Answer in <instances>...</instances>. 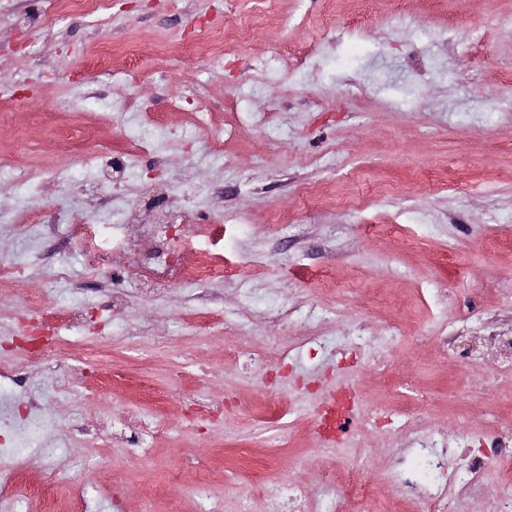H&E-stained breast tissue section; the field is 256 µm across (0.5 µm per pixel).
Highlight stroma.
<instances>
[{"instance_id":"obj_1","label":"stroma","mask_w":512,"mask_h":512,"mask_svg":"<svg viewBox=\"0 0 512 512\" xmlns=\"http://www.w3.org/2000/svg\"><path fill=\"white\" fill-rule=\"evenodd\" d=\"M231 3L253 18V0L90 17L0 0V167L45 174L27 192L0 174V257L26 267L0 279V366L17 369L0 434L32 442L28 478L57 499L81 483L111 491L100 512H259L258 466L309 483L359 463L379 483L393 445L375 421L420 396L427 431L512 427V380L480 340L512 334V0H275L278 24L204 59ZM137 136L154 148L110 186L79 169ZM79 216L126 233L92 266ZM209 224L245 273L186 284L143 265ZM34 325L61 361L24 366ZM450 334L478 359L444 354ZM284 347L287 363L253 360ZM378 357L412 386H382ZM340 388L356 423L326 441L316 410Z\"/></svg>"}]
</instances>
